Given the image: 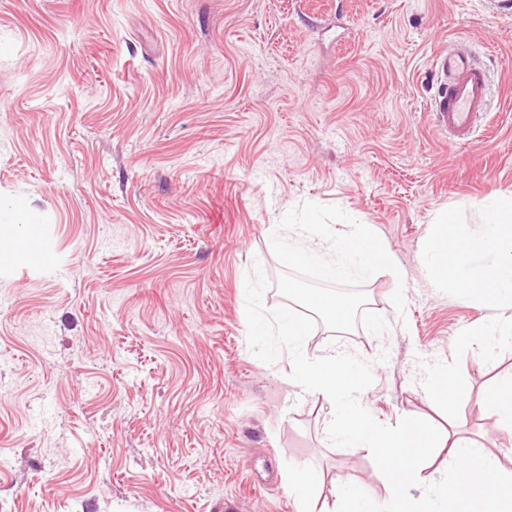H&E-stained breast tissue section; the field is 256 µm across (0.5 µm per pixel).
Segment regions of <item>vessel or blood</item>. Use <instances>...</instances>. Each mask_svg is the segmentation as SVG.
I'll use <instances>...</instances> for the list:
<instances>
[{
	"instance_id": "vessel-or-blood-1",
	"label": "vessel or blood",
	"mask_w": 512,
	"mask_h": 512,
	"mask_svg": "<svg viewBox=\"0 0 512 512\" xmlns=\"http://www.w3.org/2000/svg\"><path fill=\"white\" fill-rule=\"evenodd\" d=\"M439 77L432 103L436 127L450 140L468 144L478 118L487 110L490 88L488 76L470 55L443 51L433 59Z\"/></svg>"
}]
</instances>
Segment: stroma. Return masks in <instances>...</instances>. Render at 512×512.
I'll return each mask as SVG.
<instances>
[{"label": "stroma", "instance_id": "obj_1", "mask_svg": "<svg viewBox=\"0 0 512 512\" xmlns=\"http://www.w3.org/2000/svg\"><path fill=\"white\" fill-rule=\"evenodd\" d=\"M464 41L491 74L471 144L430 120L434 56ZM512 191V12L493 0H0V512H296L282 475L387 490L330 443L331 408L256 358L245 280L285 305L268 247L304 202L373 225L407 271L363 283L385 334L322 328L308 354L370 363L389 425L436 415L421 361H450L489 307L432 288L440 212ZM458 422L512 472L478 394L512 350L467 351Z\"/></svg>", "mask_w": 512, "mask_h": 512}]
</instances>
